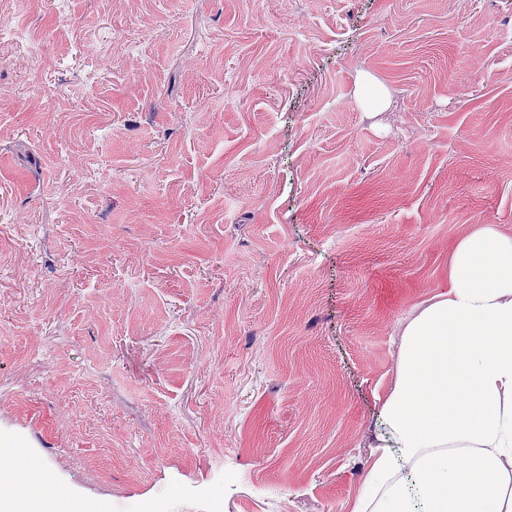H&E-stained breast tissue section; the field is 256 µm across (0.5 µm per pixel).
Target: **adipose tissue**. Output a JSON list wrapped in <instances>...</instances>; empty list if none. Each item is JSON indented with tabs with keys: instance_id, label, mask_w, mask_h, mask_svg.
Masks as SVG:
<instances>
[{
	"instance_id": "1",
	"label": "adipose tissue",
	"mask_w": 512,
	"mask_h": 512,
	"mask_svg": "<svg viewBox=\"0 0 512 512\" xmlns=\"http://www.w3.org/2000/svg\"><path fill=\"white\" fill-rule=\"evenodd\" d=\"M448 280L399 331L350 512H512V237L476 225Z\"/></svg>"
}]
</instances>
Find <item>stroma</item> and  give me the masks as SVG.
<instances>
[{
	"instance_id": "obj_1",
	"label": "stroma",
	"mask_w": 512,
	"mask_h": 512,
	"mask_svg": "<svg viewBox=\"0 0 512 512\" xmlns=\"http://www.w3.org/2000/svg\"><path fill=\"white\" fill-rule=\"evenodd\" d=\"M0 438L95 512H347L399 326L512 236V0H0ZM389 91L368 112L362 74Z\"/></svg>"
}]
</instances>
